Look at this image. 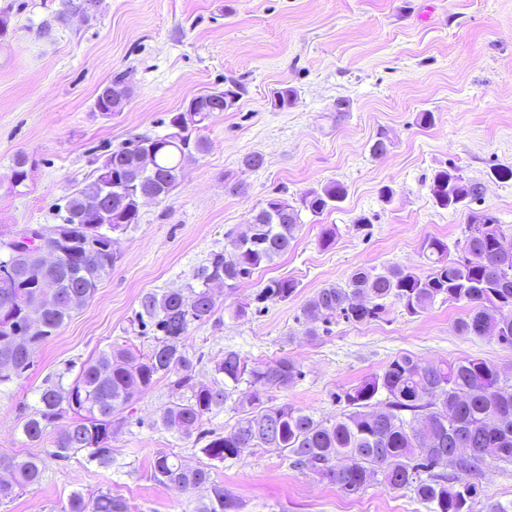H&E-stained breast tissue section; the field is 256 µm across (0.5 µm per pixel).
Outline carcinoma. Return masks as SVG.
<instances>
[{
	"mask_svg": "<svg viewBox=\"0 0 512 512\" xmlns=\"http://www.w3.org/2000/svg\"><path fill=\"white\" fill-rule=\"evenodd\" d=\"M130 95L125 74L117 72L98 93L95 108L110 117L117 112L116 102H127ZM238 97L235 82L197 95L170 117L168 133L122 143L97 160L107 161L110 172L96 173L88 187L68 197L62 238L44 237L34 229L32 237L24 239L41 253L59 254L60 260L44 266L35 258L14 276L0 274V308L10 306L7 319L0 320V353L10 348L15 330L26 326L31 303L54 292L61 304L42 311L40 330L19 354L22 368L0 367L1 385L22 377L33 366L36 348L93 297L116 259L117 235L139 222L141 200L152 194L164 199L179 185L185 163L206 149L196 132L215 113L233 107ZM295 100L294 89L282 88L273 93L270 104L283 109ZM430 190L442 209L455 210L482 197L481 184L446 169L435 172ZM346 194L343 184L332 181L307 191L298 207L282 197L267 199L250 218L248 232L210 254L197 274L199 289L189 296L171 289L142 298L137 320L150 323L155 332L148 353L136 357L126 348H114L84 363L71 383L60 379L38 392V408L23 425L27 440L41 442L53 422L71 413L74 418L58 433L52 455L66 460L87 450L107 466L112 463V435L122 424L115 410L133 402L158 379L168 378L189 395L167 406L160 423L183 436L196 431L207 439L201 451L208 463L189 468L175 455H161L153 464L154 477L183 493L210 485L211 496L200 512H240L242 503L214 480L213 471L246 448H278L288 453L293 467L314 473L345 495L380 483L413 492L430 512H473L483 495L477 482L481 464L488 458L512 464V384L491 363L464 358L437 365L400 354L382 372L345 393L350 410L330 423L290 404L273 402L272 392L288 389L301 376L288 357L251 366L238 352L226 350L214 365L224 385L195 379V363L184 338L192 323L214 314L210 285L232 288L287 253L297 238L301 211L319 215L336 208ZM466 231L464 239L452 246L436 236L422 239L420 254L427 264L423 276L402 267L381 273L360 268L344 284L319 289L303 307L310 323L307 335H320L316 322L330 324L336 317L353 324L377 320L386 313L389 298L410 315L427 311L440 299L467 304L466 316L454 325L459 335L493 336L512 348V251L502 252L512 225L500 223L485 210L471 215ZM296 288L292 280H271L256 300L285 301ZM243 381L249 392L239 400L231 431L210 436L200 430L203 418L223 406ZM380 394L385 395V404L378 408ZM457 437L467 439L468 454L455 461L454 474L435 471L437 455L448 452L449 441ZM43 472L37 457L1 456L0 500L40 483ZM66 512H129V507L110 492L91 497L75 494Z\"/></svg>",
	"mask_w": 512,
	"mask_h": 512,
	"instance_id": "cac0c4a2",
	"label": "carcinoma"
}]
</instances>
